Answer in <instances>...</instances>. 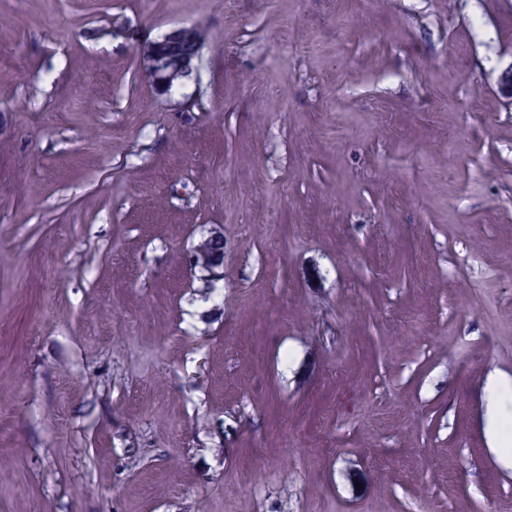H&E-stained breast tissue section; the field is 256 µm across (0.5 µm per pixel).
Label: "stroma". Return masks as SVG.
I'll return each instance as SVG.
<instances>
[{"label":"stroma","instance_id":"1","mask_svg":"<svg viewBox=\"0 0 512 512\" xmlns=\"http://www.w3.org/2000/svg\"><path fill=\"white\" fill-rule=\"evenodd\" d=\"M511 64L512 0H0V512H512ZM193 28L182 26L160 39L137 45L140 69L157 92L168 94L192 71L199 56L198 41L202 44L206 38L205 31L198 27L196 40ZM212 238H218L221 243L224 242V237L217 234ZM211 238V239H212ZM216 243L217 250L224 249V244ZM200 266L205 269L214 280H222L224 277V251H216L208 254L200 255ZM490 392L488 432L494 448H510L512 441L507 442L499 428V421L502 417L511 414L512 416V377L506 374L495 376L488 387Z\"/></svg>","mask_w":512,"mask_h":512}]
</instances>
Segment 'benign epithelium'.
<instances>
[{"label": "benign epithelium", "instance_id": "benign-epithelium-1", "mask_svg": "<svg viewBox=\"0 0 512 512\" xmlns=\"http://www.w3.org/2000/svg\"><path fill=\"white\" fill-rule=\"evenodd\" d=\"M193 27L182 26L160 39L137 45L139 66L154 90L167 94L187 77L199 56ZM200 266L215 280L224 279V251L200 255Z\"/></svg>", "mask_w": 512, "mask_h": 512}]
</instances>
